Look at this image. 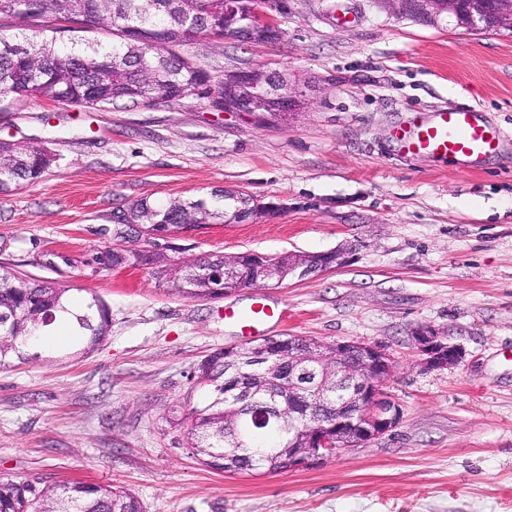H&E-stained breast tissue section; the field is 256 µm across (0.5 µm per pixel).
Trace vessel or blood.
Instances as JSON below:
<instances>
[{
	"label": "vessel or blood",
	"mask_w": 512,
	"mask_h": 512,
	"mask_svg": "<svg viewBox=\"0 0 512 512\" xmlns=\"http://www.w3.org/2000/svg\"><path fill=\"white\" fill-rule=\"evenodd\" d=\"M505 141V133L474 108H444L418 114L392 133L398 153L452 161L465 170L482 169L501 152ZM282 316V310L267 298L258 299L246 312L233 305L224 308L225 324L247 338L263 335L266 325Z\"/></svg>",
	"instance_id": "b4317fda"
}]
</instances>
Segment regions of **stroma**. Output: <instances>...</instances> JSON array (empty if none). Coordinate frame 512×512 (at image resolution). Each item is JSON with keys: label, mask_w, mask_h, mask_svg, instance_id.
Returning a JSON list of instances; mask_svg holds the SVG:
<instances>
[{"label": "stroma", "mask_w": 512, "mask_h": 512, "mask_svg": "<svg viewBox=\"0 0 512 512\" xmlns=\"http://www.w3.org/2000/svg\"><path fill=\"white\" fill-rule=\"evenodd\" d=\"M284 2L278 40L199 37L181 51L217 75L265 67L311 83L287 122L195 97L97 109L29 98L0 111V139L57 157L0 192V264L98 297L111 315L90 353L64 345L0 367V478L121 487L144 512H512V33L430 26L383 0ZM469 105L509 138L481 171L391 150L390 130L415 113ZM216 190L283 209L135 247L172 263L344 247L346 263L212 299L179 296L144 267L90 266L132 203ZM57 253L66 263L49 266ZM259 294L285 312L269 335L384 349L396 427L295 471L197 462L168 413L203 404L198 364L248 343L225 327V305ZM421 326L457 345L460 362L424 368Z\"/></svg>", "instance_id": "obj_1"}]
</instances>
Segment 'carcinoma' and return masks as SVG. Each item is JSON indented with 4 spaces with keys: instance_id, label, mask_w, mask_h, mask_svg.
Wrapping results in <instances>:
<instances>
[{
    "instance_id": "obj_1",
    "label": "carcinoma",
    "mask_w": 512,
    "mask_h": 512,
    "mask_svg": "<svg viewBox=\"0 0 512 512\" xmlns=\"http://www.w3.org/2000/svg\"><path fill=\"white\" fill-rule=\"evenodd\" d=\"M61 17L77 24V32L103 29L112 44L84 47L71 39V47L59 46L64 30L51 21ZM17 19L28 36L8 33L2 21ZM224 39V0H0V104L30 97L52 101L67 99L86 107H106L117 102L134 105L164 92L172 101L195 97L206 87L215 98H224L223 78L180 54V47L197 35ZM55 162L40 146L11 141L0 143V191L23 181H33ZM231 205L222 208L198 197L173 199L163 205L139 200L129 210L130 230L141 237L155 231L177 233L187 224L224 222L233 215ZM102 270L128 264L154 266L169 273L171 290L184 298H216L224 291L209 273L227 269L235 275V287L253 285L247 268L235 256L213 255L190 262L165 265V257L144 249H131L122 259L106 249L92 258ZM68 289L46 280L23 279L0 266V365L15 356L28 358L25 339L51 326L56 314L67 313ZM83 330L86 348L100 344L108 334L110 314L97 297L85 300L73 314ZM321 342L293 337V347L274 362L263 360L257 346L220 349L198 367L197 384L208 389V400L178 419L185 428L188 447L203 465L224 470V452H231L232 474L257 470L286 471L292 442L306 436L301 420L281 418L265 426L252 423L250 412L275 406L286 393L292 375L308 344ZM248 360L243 367H227L224 358ZM325 364L323 390L328 395L322 418L336 406V365L330 350H319ZM249 393L247 400L240 398ZM0 512H143L138 497L110 485L80 480L44 484L39 479H0Z\"/></svg>"
}]
</instances>
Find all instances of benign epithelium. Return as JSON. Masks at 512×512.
I'll return each mask as SVG.
<instances>
[{"instance_id":"7a95c632","label":"benign epithelium","mask_w":512,"mask_h":512,"mask_svg":"<svg viewBox=\"0 0 512 512\" xmlns=\"http://www.w3.org/2000/svg\"><path fill=\"white\" fill-rule=\"evenodd\" d=\"M248 0H224V39L234 42H271L280 37V30L268 12L246 7ZM389 9L399 15L412 16L430 25L451 19L456 26L468 31L512 32V0H383ZM253 67L224 69V111L248 112L263 117L266 101L277 103L282 112L297 111L300 91L289 85L285 74L266 72L267 82L254 81ZM349 251L336 249L317 254L305 264L288 267V277L303 280L346 263ZM254 271V284H266L271 279L270 268L275 260L258 254H247ZM413 339L422 356V364L430 369H441L461 360L459 349L444 340L436 330L420 327ZM336 359L360 348L366 357L364 372L367 380L354 382L343 375L336 382V390L349 395L356 411L346 412L327 423L317 422L314 415L306 416L310 426L308 447L301 449V458L295 464L300 468L326 457L337 456L351 447L367 443L395 427L400 420V409L385 394L383 386L391 376L393 365L381 348L356 342L330 344ZM299 373L289 379L288 389L317 398L321 387L317 375L322 364L315 358L300 361Z\"/></svg>"}]
</instances>
